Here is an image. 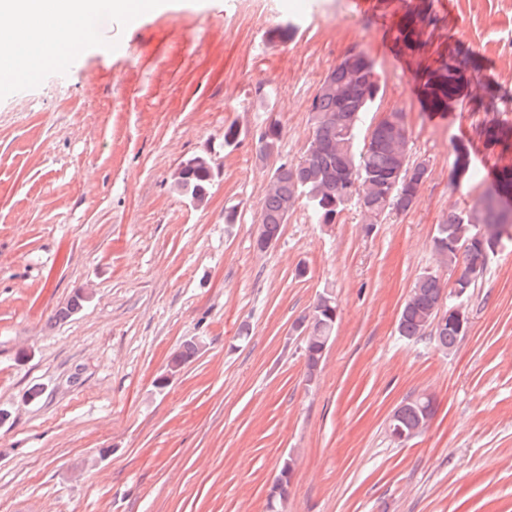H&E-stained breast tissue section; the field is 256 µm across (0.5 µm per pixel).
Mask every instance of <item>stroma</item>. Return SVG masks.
I'll return each mask as SVG.
<instances>
[{
  "label": "stroma",
  "instance_id": "stroma-1",
  "mask_svg": "<svg viewBox=\"0 0 512 512\" xmlns=\"http://www.w3.org/2000/svg\"><path fill=\"white\" fill-rule=\"evenodd\" d=\"M409 2L162 0L117 30L122 53L92 40L68 77L0 89V512H266L287 459V512H512V239L451 352L396 332L421 274L460 273L433 253L437 225L512 165L482 134L512 125V0H431L415 56L395 41ZM288 18L295 36L269 40ZM451 46L478 84L424 111L421 73ZM354 52L379 78L360 132L403 113L428 165L417 202L370 227L358 206L326 227L300 202L257 251L270 174L300 159L322 79ZM479 92L496 112L473 109ZM272 115L279 153L262 161ZM195 156L214 173L200 205L172 186ZM326 294L338 317L310 382L295 325ZM189 339L199 354L156 388ZM422 394L432 420L395 442L389 417Z\"/></svg>",
  "mask_w": 512,
  "mask_h": 512
}]
</instances>
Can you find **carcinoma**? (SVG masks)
Instances as JSON below:
<instances>
[{"mask_svg": "<svg viewBox=\"0 0 512 512\" xmlns=\"http://www.w3.org/2000/svg\"><path fill=\"white\" fill-rule=\"evenodd\" d=\"M430 5L421 2L408 15L403 27L398 29L396 40L414 54L420 51L423 28L434 18ZM470 61L457 54L442 59L438 66L428 71L423 87L428 105L433 110L448 107V102L463 94L470 83ZM379 90V83H362L350 78L346 72L337 75V84L313 97L310 104L312 137L295 163V170L284 175L274 170L264 196L259 221L264 225L269 239L279 240L287 217L298 200L308 205L312 218L319 224H334L353 198L360 202L365 223L373 225L392 208L409 211L416 202L417 193L403 196L404 177L411 167L405 149L409 138L407 127L395 128L387 120H380L363 145H357V125L360 114L368 111ZM483 134L494 143L512 146V127L495 121L489 122ZM212 177L203 168L191 170L184 185V195L209 192ZM512 168H503L495 188L478 198L465 211H452L448 219L437 225L432 238L435 254L441 264L457 265L459 251H464L467 266L461 275L459 287L471 288L483 251L474 246L473 239L481 233L490 239L500 237L501 228L512 227ZM446 297L445 286L433 272L423 273L414 283L403 303L396 325L398 335L412 339L425 336L436 316L439 302ZM321 301H316L311 312L300 321H308L310 328L305 347L309 348L306 379L317 377L323 359V340L331 338L336 321L327 312L318 311ZM433 340L442 350L455 348L459 335L456 330L445 328L434 332ZM200 352V344L185 342L172 357L171 362L185 365ZM430 406L424 397L406 403L392 422L394 429L406 433L425 423V413Z\"/></svg>", "mask_w": 512, "mask_h": 512, "instance_id": "1", "label": "carcinoma"}]
</instances>
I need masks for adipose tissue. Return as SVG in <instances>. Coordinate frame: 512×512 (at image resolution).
<instances>
[{"instance_id":"obj_1","label":"adipose tissue","mask_w":512,"mask_h":512,"mask_svg":"<svg viewBox=\"0 0 512 512\" xmlns=\"http://www.w3.org/2000/svg\"><path fill=\"white\" fill-rule=\"evenodd\" d=\"M132 0H0V57L17 67L48 66L57 42L86 41L93 19L128 12Z\"/></svg>"}]
</instances>
